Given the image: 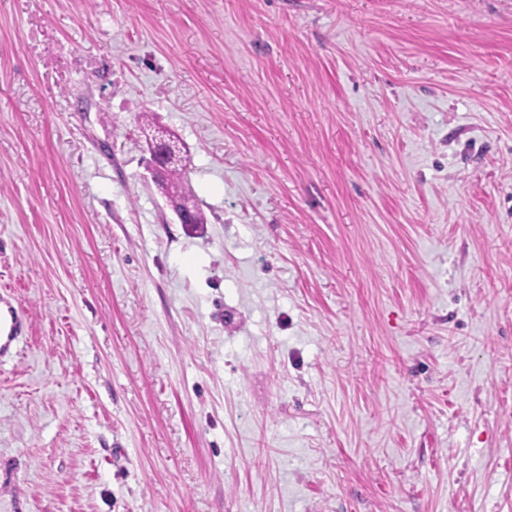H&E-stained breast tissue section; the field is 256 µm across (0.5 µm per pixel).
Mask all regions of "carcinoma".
<instances>
[{"instance_id": "cac0c4a2", "label": "carcinoma", "mask_w": 512, "mask_h": 512, "mask_svg": "<svg viewBox=\"0 0 512 512\" xmlns=\"http://www.w3.org/2000/svg\"><path fill=\"white\" fill-rule=\"evenodd\" d=\"M137 120L148 144L156 148L161 147L166 151L167 159L161 167L158 186L168 202L176 210L189 213L194 227L207 223L205 212L186 186V166L178 163L176 159V154L179 152L178 136L172 131L157 127L147 112L139 113Z\"/></svg>"}]
</instances>
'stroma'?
<instances>
[{"instance_id":"1","label":"stroma","mask_w":512,"mask_h":512,"mask_svg":"<svg viewBox=\"0 0 512 512\" xmlns=\"http://www.w3.org/2000/svg\"><path fill=\"white\" fill-rule=\"evenodd\" d=\"M1 304L0 512H512V0H0ZM137 120L148 144L151 147L164 148L166 151L167 159L161 167L158 186L168 202L176 210L189 213L194 227L207 224L208 219L205 212L186 186L187 165L179 164L178 161L181 162V160L176 159V154L180 151L178 136L172 131L157 127L149 112L139 113ZM17 336V315L12 311L8 310L6 313H2L0 310V356L7 354L15 341L18 339Z\"/></svg>"}]
</instances>
